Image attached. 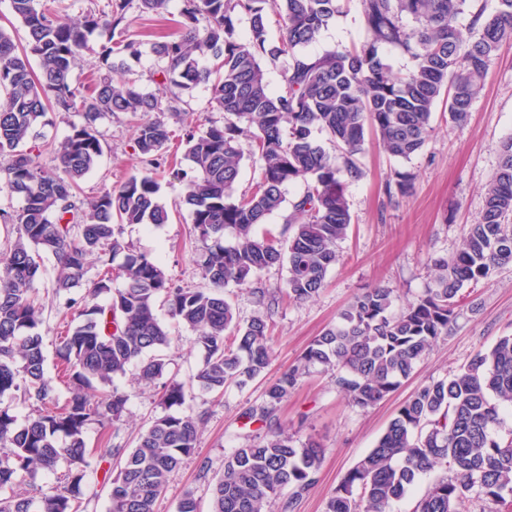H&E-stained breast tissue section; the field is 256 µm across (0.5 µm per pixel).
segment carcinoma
I'll use <instances>...</instances> for the list:
<instances>
[{
    "label": "carcinoma",
    "mask_w": 512,
    "mask_h": 512,
    "mask_svg": "<svg viewBox=\"0 0 512 512\" xmlns=\"http://www.w3.org/2000/svg\"><path fill=\"white\" fill-rule=\"evenodd\" d=\"M339 2L181 0L178 30L153 43L166 88L161 98L133 79L112 76L116 65L109 59L139 53L137 42L116 35L125 21V0L76 21L56 14L50 0H10L28 42L20 49L0 28V193L20 202L16 209L0 208V219L17 226L15 242L0 253V403L20 391L36 405V414L19 425L0 406V512H81L85 479L100 470L109 484L107 512H154L170 475L197 451L200 419L187 408L186 388L243 387L262 374L272 358L273 314L283 303L317 295L340 262L336 244L351 224L343 177L364 175L358 154L367 132L378 136L390 156L411 159L434 131L432 113L442 93H447L448 121L464 120L490 57L512 45V0H498L490 14L475 0H362L367 36L359 45L306 53L304 47L335 20ZM268 7L282 23L275 44L268 39ZM466 13L467 35L458 25ZM242 15L250 20L245 36L236 27ZM405 16L414 27L403 22ZM104 34L108 41L95 66L107 73L90 89L72 86L70 75L82 53L92 50L91 38ZM386 46L410 61L405 74L392 71L383 56ZM206 56L213 65L202 63ZM264 60L284 64L285 89L279 95L268 89ZM200 85L209 87L210 107L224 113V124L192 130L184 140L190 166L180 172L182 203L201 243L206 286L182 288L154 259L115 235L116 223H168L170 210L154 173L132 174L91 200L80 196L79 182L104 154L97 121L117 113L140 116L134 129L140 162L161 166L171 141L165 113L180 111L182 94ZM62 112L79 115L81 122L71 125L54 150L57 165L48 171L38 162L51 148L41 129ZM315 129L342 151V165L313 138ZM242 137L254 143L260 175L238 194ZM413 180V173L396 171L387 188L406 194ZM296 182L304 191L291 204L288 224L277 233L257 234L255 227L286 201L285 187ZM227 231L234 238L230 245L224 244ZM92 256L104 272L90 282L86 296L65 302L79 321L56 336L58 362L72 387V397L60 405L45 372L43 304L35 282L45 261H52L55 293H68L83 284ZM283 262L284 286L253 289L262 311L239 319L224 289L250 284ZM430 263L432 287L404 311L391 312L392 289H365L298 363L269 382L264 401L244 414L266 431L225 457L224 473L212 488L211 512H268L273 502L279 512H293L319 481L323 448L313 437L297 438L276 424L274 411L306 369L320 365L334 372L336 389L356 406L377 404L448 336L463 287L512 263V138L501 146L483 213L469 225L461 248L449 260ZM116 277L123 280L120 288L112 287ZM101 294L109 295L106 307L93 302ZM160 298L173 318L197 333L204 362L190 384L173 379L163 385L164 413L140 433L114 475L119 449L87 447L85 427L123 421L129 396L112 379L132 363L140 364V379L147 383L167 372L160 350L172 337L156 314ZM94 386L100 396L91 403L85 390ZM504 408H512V335L406 400L376 446L336 487L326 512H391L422 475L437 468L453 476L432 483L414 512H458L473 494L500 505V512H512V438L492 433ZM61 461L67 467L64 486H52L38 499L17 491Z\"/></svg>",
    "instance_id": "1"
}]
</instances>
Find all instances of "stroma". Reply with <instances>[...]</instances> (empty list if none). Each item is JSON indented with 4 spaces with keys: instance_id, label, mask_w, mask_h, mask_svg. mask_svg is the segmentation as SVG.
<instances>
[{
    "instance_id": "1",
    "label": "stroma",
    "mask_w": 512,
    "mask_h": 512,
    "mask_svg": "<svg viewBox=\"0 0 512 512\" xmlns=\"http://www.w3.org/2000/svg\"><path fill=\"white\" fill-rule=\"evenodd\" d=\"M180 0H172L168 13L142 12L138 0L126 8L125 34L140 44L139 57L124 60L126 77L137 79L145 91L162 94L153 42L173 32L181 19ZM367 35L360 0H343L335 22L307 48L319 54L333 48L358 44ZM210 92L198 87L184 96L181 112L166 115L170 146L183 152L188 131L211 122H223V113L209 105ZM433 135L410 160L387 156L374 136H367L360 154L365 175L346 179L352 224L339 242L340 262L328 272L324 287L313 299L284 304L273 316V359L267 371L240 388L223 392H195L191 406L202 417L197 452L169 479L167 494L155 504V512H176L184 491H193L200 512H210V492L224 471V456L258 436V424L243 416L261 403L267 384L296 364L311 341L334 325L340 312L363 289L383 286L393 289V312L423 295L431 284L430 258L452 257L462 244L469 224L485 207L483 187L496 171L502 143L512 138V47L503 48L490 61L480 80V92L467 118L448 120L442 108L432 114ZM97 128L105 145L98 167L81 183L82 195L98 196L120 184L140 166L134 150L130 116L119 113L99 120ZM188 161L165 164L158 171L161 200L171 209L169 223L144 228L122 224L115 232L133 249L157 260L172 281L184 288L202 286L198 266L200 244L190 237V216L181 200L184 184L176 172ZM414 173L408 195L388 194L386 180L392 172ZM55 272L46 269L35 286L44 305L41 331L45 340V370L56 374L55 336L65 321L67 296L55 294ZM464 300L445 339L436 342L417 363L410 378L378 404L353 406L331 382L322 367L311 368L287 400L278 405L274 418L297 437L313 436L324 448L320 480L299 499L294 512H325L326 502L387 428L399 406L422 385L450 376L479 350L490 348L500 337L512 335V264L498 268L476 287L463 289ZM160 322L176 341L166 348L168 374L185 381L202 366L203 355L195 345L196 334L178 324L167 307L157 309ZM138 366H130L114 383L130 396L129 413L117 427L89 423V443L110 440L113 447L131 450L147 425L164 408L159 403V385L138 382Z\"/></svg>"
}]
</instances>
